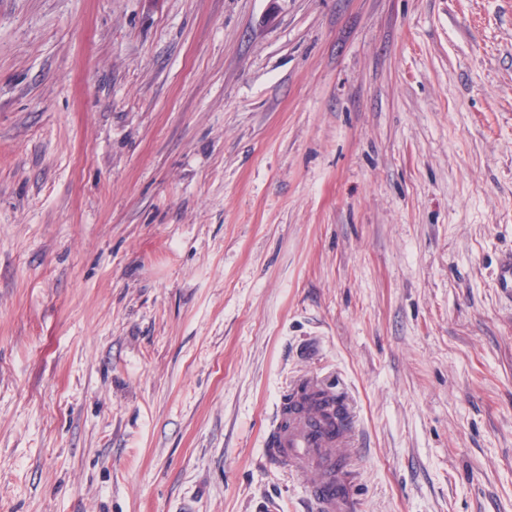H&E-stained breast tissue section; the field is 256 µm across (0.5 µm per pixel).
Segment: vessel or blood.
Masks as SVG:
<instances>
[{
    "mask_svg": "<svg viewBox=\"0 0 512 512\" xmlns=\"http://www.w3.org/2000/svg\"><path fill=\"white\" fill-rule=\"evenodd\" d=\"M333 386L311 375L295 381L273 414L268 455L293 471L313 465L321 476L312 484L313 512H357L352 458L344 449L356 445L357 419L350 408L335 412Z\"/></svg>",
    "mask_w": 512,
    "mask_h": 512,
    "instance_id": "b4317fda",
    "label": "vessel or blood"
}]
</instances>
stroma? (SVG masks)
Masks as SVG:
<instances>
[{
    "instance_id": "stroma-1",
    "label": "stroma",
    "mask_w": 512,
    "mask_h": 512,
    "mask_svg": "<svg viewBox=\"0 0 512 512\" xmlns=\"http://www.w3.org/2000/svg\"><path fill=\"white\" fill-rule=\"evenodd\" d=\"M512 0H0V512H512ZM305 392H321V404L305 399ZM333 400L342 407L340 415L334 413ZM356 423L355 415L339 399L336 389L314 375L295 381L274 410L267 437L268 456L297 472L306 465L321 469L322 474L309 493L315 512L359 509L353 496L354 479L349 473L355 469L353 458L336 455L338 448L356 446Z\"/></svg>"
}]
</instances>
